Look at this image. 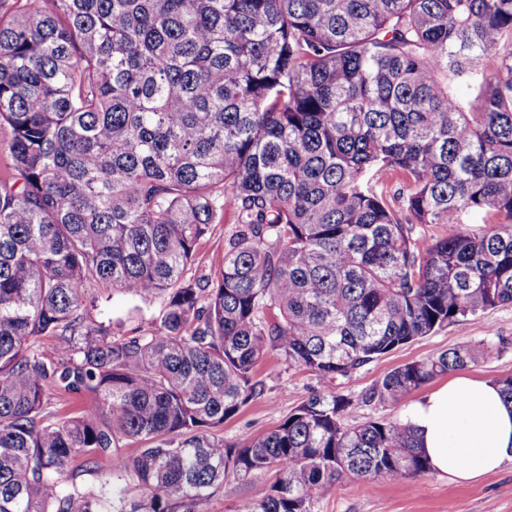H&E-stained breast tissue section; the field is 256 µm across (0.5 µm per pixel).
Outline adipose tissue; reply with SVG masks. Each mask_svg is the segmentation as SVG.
Returning a JSON list of instances; mask_svg holds the SVG:
<instances>
[{"label":"adipose tissue","instance_id":"1","mask_svg":"<svg viewBox=\"0 0 512 512\" xmlns=\"http://www.w3.org/2000/svg\"><path fill=\"white\" fill-rule=\"evenodd\" d=\"M432 474L467 483L512 463V403L491 380L460 375L404 407Z\"/></svg>","mask_w":512,"mask_h":512}]
</instances>
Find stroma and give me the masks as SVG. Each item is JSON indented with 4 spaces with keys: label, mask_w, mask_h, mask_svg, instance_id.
Masks as SVG:
<instances>
[{
    "label": "stroma",
    "mask_w": 512,
    "mask_h": 512,
    "mask_svg": "<svg viewBox=\"0 0 512 512\" xmlns=\"http://www.w3.org/2000/svg\"><path fill=\"white\" fill-rule=\"evenodd\" d=\"M230 225H212L201 239L187 277L196 280L214 276L224 258V241ZM159 303L136 304L116 294L109 301L97 302L94 319L111 320L115 335L125 334L137 324L158 316ZM487 341L494 347L483 364L471 367L470 375L496 379L512 376V305H503L481 314L472 321H460L398 348L363 366L349 377L320 379L295 367H288L275 351L268 352L256 368V377L264 392L248 402L234 417L225 420L217 435L225 443L244 446L252 438L279 426L292 410L312 393H340L353 398L345 413L347 424L369 419L395 420L401 404L364 405L358 398L394 368L462 344ZM273 473H259L248 478L228 477L210 503L211 512H234L238 503L263 493L273 482ZM314 512H512V463L503 470L470 484H459L428 473L406 479L377 480L364 483L344 480L336 491L321 498Z\"/></svg>",
    "instance_id": "stroma-1"
}]
</instances>
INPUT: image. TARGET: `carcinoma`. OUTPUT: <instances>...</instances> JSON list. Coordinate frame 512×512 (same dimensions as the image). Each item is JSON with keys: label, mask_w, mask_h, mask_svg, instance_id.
I'll list each match as a JSON object with an SVG mask.
<instances>
[{"label": "carcinoma", "mask_w": 512, "mask_h": 512, "mask_svg": "<svg viewBox=\"0 0 512 512\" xmlns=\"http://www.w3.org/2000/svg\"><path fill=\"white\" fill-rule=\"evenodd\" d=\"M5 3L0 512H200L271 470L236 512H313L346 478L429 472L400 422L345 424L341 394L242 448L214 431L263 393L271 350L344 378L512 304V0ZM227 222L216 277L185 280ZM107 291L159 300V322L112 335L87 315ZM492 352L407 362L358 401ZM104 461L112 490H83ZM273 480L274 474L270 472L255 474L246 479L233 476L226 478L224 487L210 503V512H235L241 500L263 493Z\"/></svg>", "instance_id": "carcinoma-1"}]
</instances>
